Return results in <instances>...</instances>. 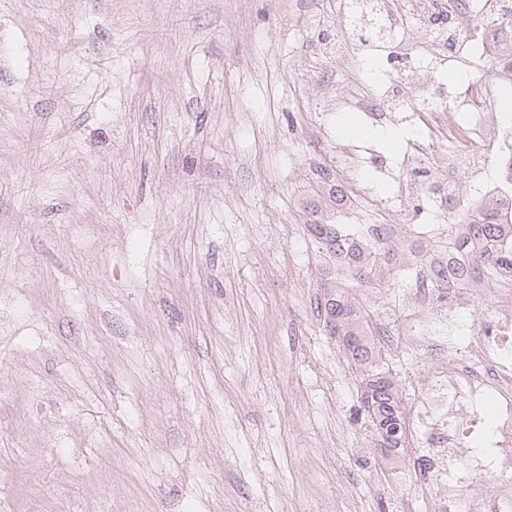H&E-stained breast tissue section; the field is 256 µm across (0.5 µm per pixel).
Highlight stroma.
Returning <instances> with one entry per match:
<instances>
[{"label":"stroma","instance_id":"stroma-1","mask_svg":"<svg viewBox=\"0 0 512 512\" xmlns=\"http://www.w3.org/2000/svg\"><path fill=\"white\" fill-rule=\"evenodd\" d=\"M336 0H0V512H430L457 468L426 401L414 274L349 296L408 440L375 445L364 375L322 326L319 215L424 189L402 148L345 138ZM360 171L327 203L336 157ZM396 252L442 241L424 208Z\"/></svg>","mask_w":512,"mask_h":512}]
</instances>
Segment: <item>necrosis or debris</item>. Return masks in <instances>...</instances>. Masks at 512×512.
<instances>
[{"label": "necrosis or debris", "mask_w": 512, "mask_h": 512, "mask_svg": "<svg viewBox=\"0 0 512 512\" xmlns=\"http://www.w3.org/2000/svg\"><path fill=\"white\" fill-rule=\"evenodd\" d=\"M419 29L423 44L391 63L392 81L380 94L371 92L354 73L336 84L323 85L322 97L337 107L364 113L376 123H391L398 113L412 109L399 92L401 84L418 82L429 137L412 140L408 160L427 157L433 168L447 173L445 185L431 196L445 214L465 210L470 224L484 222L499 211L502 223L512 222V126L499 122L500 88L512 84V0L475 7L472 0H339L335 16H321L317 40L322 52L339 60L366 47L369 31L381 42L405 38ZM447 58L460 69V92L448 102L445 85L419 83L429 56ZM497 161V175L480 192L463 198L462 179L483 178L489 159ZM497 209H490V202ZM503 239L474 241L470 251V282L488 296L496 325L474 327L460 350L461 359L449 362L442 388L431 404L441 416L454 417L457 407L491 395L499 403L495 425L486 438L494 450L495 464L479 456L469 458L455 484L444 489L433 512H512V266L497 264L506 247ZM468 291L449 289L448 308L418 319L417 332L435 346L448 345L444 331L450 313L460 309Z\"/></svg>", "instance_id": "necrosis-or-debris-1"}]
</instances>
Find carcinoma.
I'll use <instances>...</instances> for the list:
<instances>
[{
	"label": "carcinoma",
	"instance_id": "carcinoma-1",
	"mask_svg": "<svg viewBox=\"0 0 512 512\" xmlns=\"http://www.w3.org/2000/svg\"><path fill=\"white\" fill-rule=\"evenodd\" d=\"M312 239L328 256L331 267L327 268L318 297L319 316L323 322L335 325L332 335L344 343L351 363L367 371L365 390L361 400L372 398L373 412L366 413L373 432L387 427L403 429L401 399L392 380L383 372L373 371L376 358L375 337L380 330L373 329L361 310L349 300L346 289L363 288L389 281L396 269V252L389 247V232L385 225L367 229L361 233L345 224H331L314 220L307 225ZM509 226L493 220L485 224H469L466 239L457 242V249L431 266L432 287L448 289V272H453L455 287L468 286V265L465 259L467 239H487L508 234Z\"/></svg>",
	"mask_w": 512,
	"mask_h": 512
}]
</instances>
